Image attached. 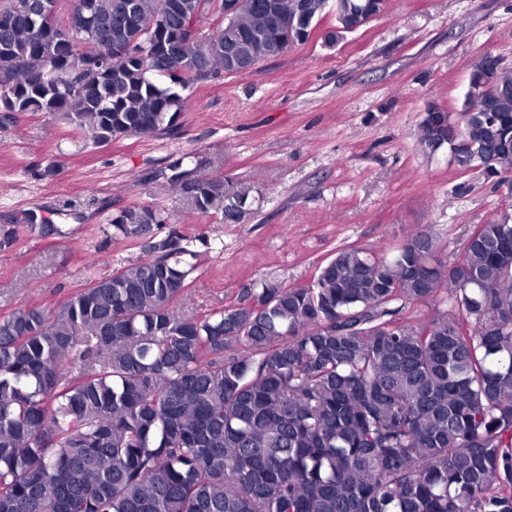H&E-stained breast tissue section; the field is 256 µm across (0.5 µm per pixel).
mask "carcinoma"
I'll return each instance as SVG.
<instances>
[{
    "label": "carcinoma",
    "mask_w": 512,
    "mask_h": 512,
    "mask_svg": "<svg viewBox=\"0 0 512 512\" xmlns=\"http://www.w3.org/2000/svg\"><path fill=\"white\" fill-rule=\"evenodd\" d=\"M62 2L0 0V119L59 117L104 145L171 131L228 45L256 66L386 0H275L277 21L235 0L196 38L219 0H72L65 19ZM420 132L463 171L512 177V73L472 66L461 112ZM172 186L226 223L248 197L205 171ZM166 223L139 205L111 221L126 238ZM152 252L0 319V512H512V199L452 261L411 229L390 256L342 248L306 285L200 318L180 309L194 239Z\"/></svg>",
    "instance_id": "obj_1"
}]
</instances>
